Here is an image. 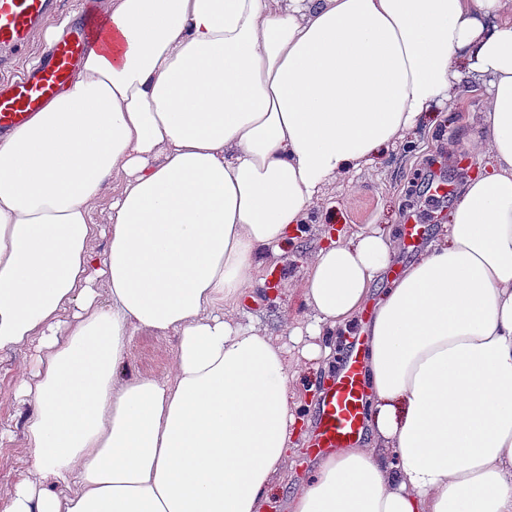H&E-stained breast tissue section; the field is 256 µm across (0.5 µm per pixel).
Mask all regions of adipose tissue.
Listing matches in <instances>:
<instances>
[{
  "instance_id": "adipose-tissue-1",
  "label": "adipose tissue",
  "mask_w": 512,
  "mask_h": 512,
  "mask_svg": "<svg viewBox=\"0 0 512 512\" xmlns=\"http://www.w3.org/2000/svg\"><path fill=\"white\" fill-rule=\"evenodd\" d=\"M108 22L0 138V351L36 362L34 466L0 512H264L307 433L286 342L238 318L253 268L480 86L463 143L488 163L381 299L392 229L320 231L303 260V358L331 367L372 311V436L287 508L512 512V0H109ZM142 332L176 336L172 379L125 375Z\"/></svg>"
}]
</instances>
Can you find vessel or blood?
Returning a JSON list of instances; mask_svg holds the SVG:
<instances>
[{"label": "vessel or blood", "instance_id": "vessel-or-blood-1", "mask_svg": "<svg viewBox=\"0 0 512 512\" xmlns=\"http://www.w3.org/2000/svg\"><path fill=\"white\" fill-rule=\"evenodd\" d=\"M60 6L61 0H0V70L33 46L45 21ZM89 46V29L72 24L37 64L0 79V131L22 125L67 86ZM428 234V224L418 216L409 217L403 228L406 248L418 251ZM365 404L364 361L359 346L353 345L319 395L314 448L324 452L360 442L366 434Z\"/></svg>", "mask_w": 512, "mask_h": 512}]
</instances>
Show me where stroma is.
Returning <instances> with one entry per match:
<instances>
[{
	"mask_svg": "<svg viewBox=\"0 0 512 512\" xmlns=\"http://www.w3.org/2000/svg\"><path fill=\"white\" fill-rule=\"evenodd\" d=\"M481 103V91L463 93L453 110L440 109L428 117L411 143L390 147L373 163L331 184L325 191L326 209L315 214V221L350 234L370 224L400 229L411 213L421 215L431 225L448 223L451 203L444 199L428 201L419 185L431 173L456 185L475 174L479 164L475 156L463 148L448 152L445 145L461 140L463 131L477 118ZM312 246L309 237L290 244L285 255L293 275L289 288L273 296L263 289L244 296L243 315L258 317L262 326L279 335L284 334L285 324L305 326L309 312L303 302L300 266ZM175 344L172 338L136 337L129 351V373L171 376ZM29 365L28 347L0 351V424L12 430L11 437L0 440V505L7 502L32 465L22 428L26 408L16 397L19 372Z\"/></svg>",
	"mask_w": 512,
	"mask_h": 512,
	"instance_id": "obj_1",
	"label": "stroma"
}]
</instances>
